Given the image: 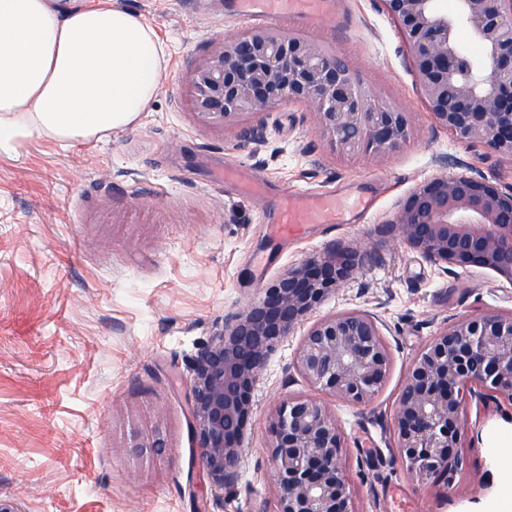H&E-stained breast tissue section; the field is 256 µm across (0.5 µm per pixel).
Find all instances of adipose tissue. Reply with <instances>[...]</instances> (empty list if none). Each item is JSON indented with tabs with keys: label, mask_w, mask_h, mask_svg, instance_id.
Masks as SVG:
<instances>
[{
	"label": "adipose tissue",
	"mask_w": 512,
	"mask_h": 512,
	"mask_svg": "<svg viewBox=\"0 0 512 512\" xmlns=\"http://www.w3.org/2000/svg\"><path fill=\"white\" fill-rule=\"evenodd\" d=\"M164 58L153 29L108 0H0V147L32 130L72 141L132 124Z\"/></svg>",
	"instance_id": "1"
}]
</instances>
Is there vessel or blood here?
<instances>
[{
    "label": "vessel or blood",
    "instance_id": "vessel-or-blood-1",
    "mask_svg": "<svg viewBox=\"0 0 512 512\" xmlns=\"http://www.w3.org/2000/svg\"><path fill=\"white\" fill-rule=\"evenodd\" d=\"M327 0H236L235 11L247 21H273L288 16L320 23ZM336 197L324 193L287 196L274 210L270 235L275 239L304 236L310 225L333 223L338 214Z\"/></svg>",
    "mask_w": 512,
    "mask_h": 512
}]
</instances>
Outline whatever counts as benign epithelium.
<instances>
[{
  "label": "benign epithelium",
  "instance_id": "7a95c632",
  "mask_svg": "<svg viewBox=\"0 0 512 512\" xmlns=\"http://www.w3.org/2000/svg\"><path fill=\"white\" fill-rule=\"evenodd\" d=\"M399 28L435 121L462 142L512 159V0H381ZM482 47L470 57L461 29ZM307 104L315 132L341 155L388 157L418 134L411 113L365 89L343 59L304 37L259 28L211 44L194 67L191 105L209 126H237L283 102ZM386 231L427 261L488 269L512 283V189L467 174L420 183ZM342 243L285 269L224 316L193 362L192 434L210 486L240 476L253 392L269 356L291 331L370 258ZM293 367L312 389L339 401H371L386 384L391 350L376 317L350 309L314 322ZM493 392L512 405V314L448 325L416 355L396 405L394 429L407 474L418 484H453L462 473L466 396ZM280 512H353L342 467V434L326 406L295 396L271 427ZM160 416L134 426L125 444L138 461L163 459Z\"/></svg>",
  "mask_w": 512,
  "mask_h": 512
}]
</instances>
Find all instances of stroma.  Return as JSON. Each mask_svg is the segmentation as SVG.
<instances>
[{
    "label": "stroma",
    "instance_id": "obj_1",
    "mask_svg": "<svg viewBox=\"0 0 512 512\" xmlns=\"http://www.w3.org/2000/svg\"><path fill=\"white\" fill-rule=\"evenodd\" d=\"M166 47L159 89L138 120L88 140L34 131L0 148V499L18 512H279L271 422L309 394L294 371L295 329L269 357L254 394L241 477L214 491L194 456L191 365L227 313L258 286L332 244L367 243L372 258L319 315H374L393 364L364 404L326 398L343 434L356 512H491L504 456L487 445L512 430V406L467 400L464 478L411 481L393 432L407 369L447 324L512 312V283L425 260L385 227L426 179L466 173L512 188V160L457 140L427 111L401 36L378 0H329L321 26L283 24L348 62L366 89L411 113L420 131L383 158L341 156L315 133L306 105L252 118L261 139L212 128L192 113L196 60L212 40L246 30L233 0H109ZM264 184L224 182L227 164ZM366 197L371 211L315 224L300 241L266 226L286 195ZM163 413L160 463L125 449L131 417Z\"/></svg>",
    "mask_w": 512,
    "mask_h": 512
}]
</instances>
